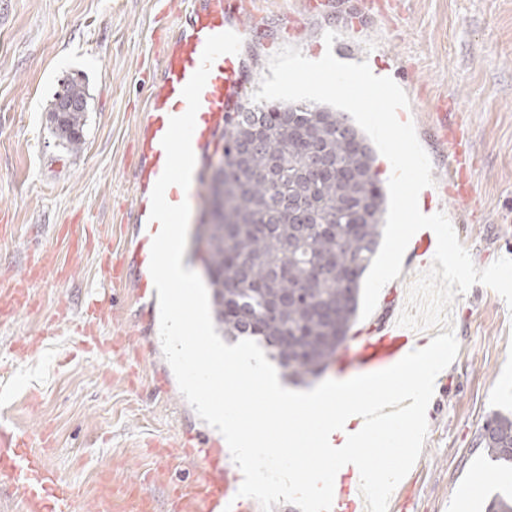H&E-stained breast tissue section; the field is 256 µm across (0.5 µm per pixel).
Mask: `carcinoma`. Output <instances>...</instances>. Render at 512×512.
Instances as JSON below:
<instances>
[{
	"label": "carcinoma",
	"mask_w": 512,
	"mask_h": 512,
	"mask_svg": "<svg viewBox=\"0 0 512 512\" xmlns=\"http://www.w3.org/2000/svg\"><path fill=\"white\" fill-rule=\"evenodd\" d=\"M65 101L74 107L59 120ZM86 111L83 79L62 80L51 120L75 153ZM373 163L372 147L343 112L271 102L227 118L198 238L214 320L225 339L271 349L292 381L319 377L353 325L384 213ZM510 442L512 413L494 414L480 444L492 460L512 465ZM484 512H512V495H492Z\"/></svg>",
	"instance_id": "carcinoma-1"
}]
</instances>
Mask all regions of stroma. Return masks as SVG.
Returning a JSON list of instances; mask_svg holds the SVG:
<instances>
[{"label": "stroma", "instance_id": "1", "mask_svg": "<svg viewBox=\"0 0 512 512\" xmlns=\"http://www.w3.org/2000/svg\"><path fill=\"white\" fill-rule=\"evenodd\" d=\"M155 0H0V293L27 279V306L0 314V422L32 431L75 488V512H181L175 487L196 473L166 455L185 433L212 434L182 396L159 336L158 307L131 289L105 288V257H125L134 200V151L155 67ZM242 36L249 83L285 46L311 60L367 62L407 94L406 118L434 181L448 155L434 133L450 111L468 136L466 201L428 195L477 268L512 258V0H400L399 10L349 21L355 0H255ZM336 32L326 46V32ZM82 74L89 93L84 144L65 148L49 108L61 81ZM105 294L101 344H81L87 297ZM459 344L435 380L422 453L394 493L405 512H483L512 492V467L492 462L480 433L512 411V309L477 284L456 295Z\"/></svg>", "mask_w": 512, "mask_h": 512}]
</instances>
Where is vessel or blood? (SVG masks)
Returning a JSON list of instances; mask_svg holds the SVG:
<instances>
[{"label": "vessel or blood", "instance_id": "1", "mask_svg": "<svg viewBox=\"0 0 512 512\" xmlns=\"http://www.w3.org/2000/svg\"><path fill=\"white\" fill-rule=\"evenodd\" d=\"M183 5L187 20L165 37L160 81L151 92L137 136L135 205L128 221L133 228L136 288L141 298L154 292L149 264L152 240L160 226L150 218L151 193L166 163L161 141L169 120L187 109L182 90L201 65L207 38L226 31L242 33L244 18L252 14V0H183ZM246 82L241 55L224 54L212 63L192 136L196 157L193 182H200L210 159V147L223 130L227 116L239 111ZM440 132L454 171L450 193L458 199H468L470 191L458 152L459 138L447 122L441 123ZM414 340L412 333L398 326L396 316H388L345 346L334 358L332 368L343 380L386 369L411 351ZM187 458L198 466L190 492L196 512H229L236 491L234 472L212 457L209 441L202 436ZM0 485L12 486L20 493L25 512H74L73 488L35 450L34 435L26 429L0 425ZM331 512H366L359 471L354 465L343 466L335 477Z\"/></svg>", "mask_w": 512, "mask_h": 512}]
</instances>
